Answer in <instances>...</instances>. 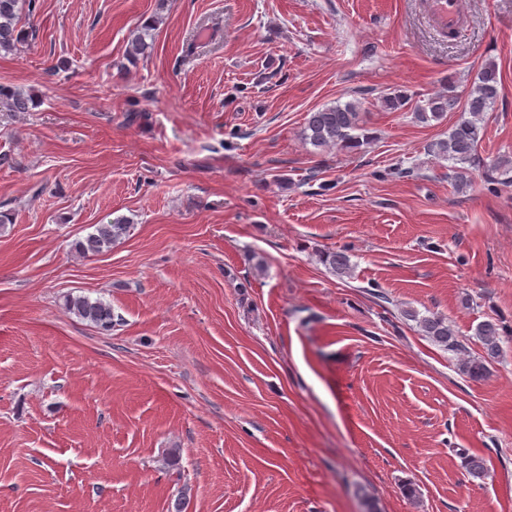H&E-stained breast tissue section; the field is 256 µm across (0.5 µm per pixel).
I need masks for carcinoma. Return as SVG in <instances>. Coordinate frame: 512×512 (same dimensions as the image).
<instances>
[{"label":"carcinoma","instance_id":"carcinoma-1","mask_svg":"<svg viewBox=\"0 0 512 512\" xmlns=\"http://www.w3.org/2000/svg\"><path fill=\"white\" fill-rule=\"evenodd\" d=\"M35 10L36 0H0V52L16 53L28 44L32 31L25 26L23 18L34 14ZM152 27L153 23L146 20L130 32V46L126 55L129 64L135 65L138 60L150 55L153 49ZM499 86L501 78L498 66L489 60L480 65L471 87L465 93H459L455 83L450 80L425 104L416 107V118L422 123L439 120L457 109L468 114L449 130L446 137L427 147L428 154L453 163L451 178L460 185L467 182L469 170L480 166L483 167L486 182H512V160L500 158L483 165L477 154L478 144L485 132L483 115L494 108L499 97ZM37 105L36 99L22 89L0 83V112H31ZM304 134L312 145L325 148L353 150L369 140L361 113L352 102L336 103L307 113ZM128 229L129 224L122 218L100 224L96 232L78 243V250L85 256L100 254L112 248ZM326 262L340 274L350 271L349 257L342 251L328 254ZM65 309L104 331L112 330L115 322L112 305L99 298L69 296L65 300ZM405 315L417 321L424 336L438 346L456 354L466 352L463 340L446 319L438 316L420 318L415 311H407ZM475 336L481 341L483 352L479 357L465 359L462 363L465 373L474 381L484 378L489 371L488 365L497 361L502 353L500 325L496 320L480 322ZM464 467L474 479L486 475V464L481 457H466Z\"/></svg>","mask_w":512,"mask_h":512}]
</instances>
